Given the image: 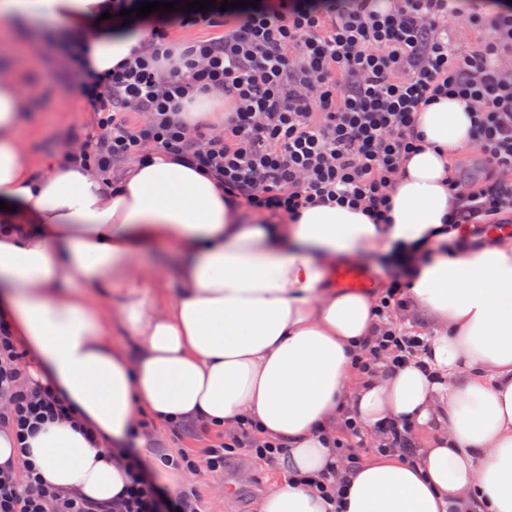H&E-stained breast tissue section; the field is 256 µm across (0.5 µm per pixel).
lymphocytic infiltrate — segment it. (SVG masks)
Returning a JSON list of instances; mask_svg holds the SVG:
<instances>
[{
  "label": "lymphocytic infiltrate",
  "mask_w": 512,
  "mask_h": 512,
  "mask_svg": "<svg viewBox=\"0 0 512 512\" xmlns=\"http://www.w3.org/2000/svg\"><path fill=\"white\" fill-rule=\"evenodd\" d=\"M259 0L220 10L156 11L146 22L154 38L111 71L88 65V48L63 30L48 42L80 79L84 102L98 114V133L67 152L69 163L110 179L120 162L154 146L191 157L223 182L248 211L297 219L314 205L360 210L376 224L390 221L391 194L407 157L422 145L420 106L457 95L475 104L473 141L457 159L449 189L460 205L448 221L482 234L512 223V0ZM484 26L486 37L460 51L448 22ZM172 25L224 26L222 37L174 51ZM222 93L223 125L186 127L177 112L199 95ZM141 117L130 125L128 113ZM488 172L484 186L464 173L465 156ZM428 253L399 260L375 302L380 326L361 362L363 373L406 361L419 348L401 322L405 280ZM23 354L0 321V422L18 438L75 419L56 390L20 385ZM282 445L256 437L253 427L208 448L204 460L163 455L161 462L192 473L221 472L230 455L274 461ZM127 483L121 497L97 502L75 490L47 486L33 468L0 470V512H202L194 490L161 485L135 449L115 451Z\"/></svg>",
  "instance_id": "obj_1"
}]
</instances>
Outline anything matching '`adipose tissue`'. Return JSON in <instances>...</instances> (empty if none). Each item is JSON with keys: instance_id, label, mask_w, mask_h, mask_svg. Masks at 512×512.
<instances>
[{"instance_id": "obj_1", "label": "adipose tissue", "mask_w": 512, "mask_h": 512, "mask_svg": "<svg viewBox=\"0 0 512 512\" xmlns=\"http://www.w3.org/2000/svg\"><path fill=\"white\" fill-rule=\"evenodd\" d=\"M100 2L0 0V18L34 51L45 21L64 24L103 71L151 34L102 19ZM25 66H0V219L24 227L0 230V318L30 356L24 387L62 393L78 420L43 427L26 457L0 425V464L33 459L50 485L108 501L124 481L104 448L126 447L142 414L228 436L250 425L288 451L287 478L255 512H331L297 479L344 468L334 443L346 411L375 438L389 423L441 432L412 456L347 470L340 512H512V236L447 247L451 160L471 140L474 107L449 96L420 110L424 145L397 181L390 223L319 205L256 224L214 176L160 149L109 184L60 157L32 162L20 142ZM168 243L180 257L172 299L140 265ZM396 250L433 253L403 292L426 345L366 377L358 359L376 334L374 294L331 287L328 271L339 255ZM116 328L133 351L110 342Z\"/></svg>"}]
</instances>
